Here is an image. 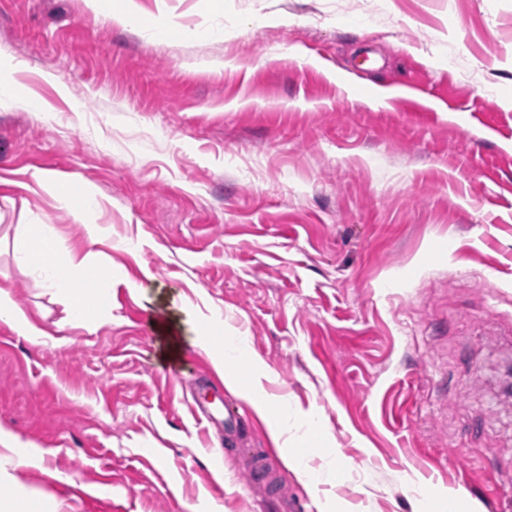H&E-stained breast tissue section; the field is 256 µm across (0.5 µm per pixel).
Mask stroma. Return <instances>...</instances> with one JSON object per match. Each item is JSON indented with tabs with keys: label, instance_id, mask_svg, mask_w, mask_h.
Segmentation results:
<instances>
[{
	"label": "stroma",
	"instance_id": "stroma-1",
	"mask_svg": "<svg viewBox=\"0 0 512 512\" xmlns=\"http://www.w3.org/2000/svg\"><path fill=\"white\" fill-rule=\"evenodd\" d=\"M0 0V236L84 231L34 171L91 183L112 314L94 332L0 254L52 336L0 321V429L62 512H254L263 449L304 512H512V0ZM179 31L166 33V23ZM220 325L204 326L181 301ZM159 323H145V316ZM245 336L272 403L312 415L337 479L305 487L199 332ZM242 423L193 412L199 386ZM92 2L96 9L100 12L105 13L108 17L120 23H129L132 18L135 17L131 6L129 4L130 1H100V0H92Z\"/></svg>",
	"mask_w": 512,
	"mask_h": 512
}]
</instances>
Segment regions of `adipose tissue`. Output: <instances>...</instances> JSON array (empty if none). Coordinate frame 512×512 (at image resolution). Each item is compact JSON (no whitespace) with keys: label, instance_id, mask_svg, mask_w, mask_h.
I'll use <instances>...</instances> for the list:
<instances>
[{"label":"adipose tissue","instance_id":"ef3b65f1","mask_svg":"<svg viewBox=\"0 0 512 512\" xmlns=\"http://www.w3.org/2000/svg\"><path fill=\"white\" fill-rule=\"evenodd\" d=\"M34 178L53 194L74 223L80 224L88 243L95 245L108 240L102 225L88 219L100 205L96 187L89 185L71 190L60 186L44 171L36 172ZM12 256L16 267L37 279L48 294L64 305L70 327L96 330L102 313L108 308L101 287L106 274L103 265L92 262L87 256L79 259L61 254L53 226L39 223L16 226ZM8 277V272L0 273V318L8 320L19 335L35 340L46 338V331L18 305Z\"/></svg>","mask_w":512,"mask_h":512}]
</instances>
